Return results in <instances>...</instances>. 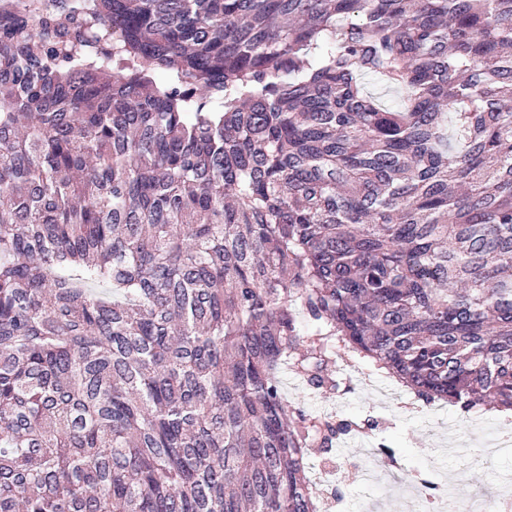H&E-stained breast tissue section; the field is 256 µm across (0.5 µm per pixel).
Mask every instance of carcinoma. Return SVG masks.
<instances>
[{"mask_svg":"<svg viewBox=\"0 0 512 512\" xmlns=\"http://www.w3.org/2000/svg\"><path fill=\"white\" fill-rule=\"evenodd\" d=\"M52 2L0 0V512H316L352 424L279 373L338 342L512 410V0Z\"/></svg>","mask_w":512,"mask_h":512,"instance_id":"1","label":"carcinoma"}]
</instances>
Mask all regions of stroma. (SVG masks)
Here are the masks:
<instances>
[{"instance_id": "obj_1", "label": "stroma", "mask_w": 512, "mask_h": 512, "mask_svg": "<svg viewBox=\"0 0 512 512\" xmlns=\"http://www.w3.org/2000/svg\"><path fill=\"white\" fill-rule=\"evenodd\" d=\"M336 390L308 385L293 368L281 372L286 399L310 414L358 424L357 432L336 441L332 453L312 444L306 457L318 512H423L422 480L468 485L480 512H502L500 497L512 489V454L490 448L499 433H512V416L480 405L458 407L418 400L386 371L348 352L332 369ZM394 451L403 470L414 475L413 494L400 496L361 474L384 465L382 448Z\"/></svg>"}]
</instances>
